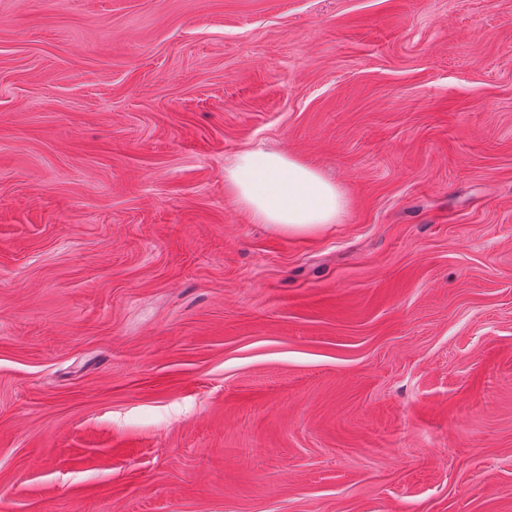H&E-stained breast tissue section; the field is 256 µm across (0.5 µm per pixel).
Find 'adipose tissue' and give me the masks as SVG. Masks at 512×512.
<instances>
[{"mask_svg":"<svg viewBox=\"0 0 512 512\" xmlns=\"http://www.w3.org/2000/svg\"><path fill=\"white\" fill-rule=\"evenodd\" d=\"M224 180L237 204L255 222L281 233H303L335 223L343 210L333 184L280 153L241 151L225 171Z\"/></svg>","mask_w":512,"mask_h":512,"instance_id":"1","label":"adipose tissue"}]
</instances>
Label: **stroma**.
Segmentation results:
<instances>
[{
    "mask_svg": "<svg viewBox=\"0 0 512 512\" xmlns=\"http://www.w3.org/2000/svg\"><path fill=\"white\" fill-rule=\"evenodd\" d=\"M0 512H512V0H0ZM237 204L259 224L281 233H303L336 223L343 200L314 169L261 149L238 153L224 173Z\"/></svg>",
    "mask_w": 512,
    "mask_h": 512,
    "instance_id": "35a3bbf8",
    "label": "stroma"
}]
</instances>
